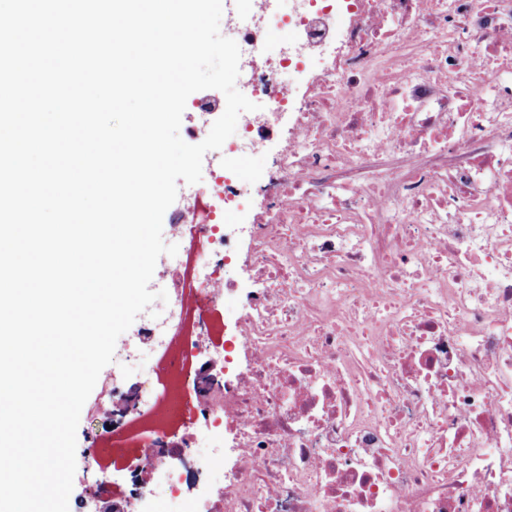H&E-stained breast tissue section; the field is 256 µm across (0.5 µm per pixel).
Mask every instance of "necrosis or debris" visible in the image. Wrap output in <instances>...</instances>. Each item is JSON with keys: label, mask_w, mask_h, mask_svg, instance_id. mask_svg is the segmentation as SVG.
<instances>
[{"label": "necrosis or debris", "mask_w": 512, "mask_h": 512, "mask_svg": "<svg viewBox=\"0 0 512 512\" xmlns=\"http://www.w3.org/2000/svg\"><path fill=\"white\" fill-rule=\"evenodd\" d=\"M269 0L232 27L263 104L291 112L272 169L227 176L172 281L179 315L132 336L159 353L130 418L139 468L178 512H512V0ZM288 54L254 66L270 31ZM260 188L240 252L221 229ZM242 301L230 377L199 374L227 259ZM220 471V485L206 479Z\"/></svg>", "instance_id": "obj_1"}]
</instances>
